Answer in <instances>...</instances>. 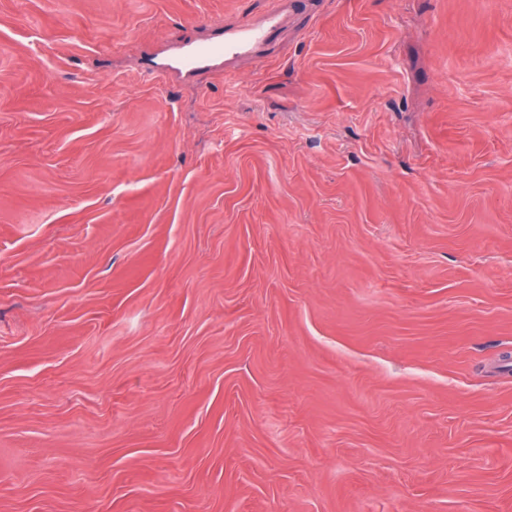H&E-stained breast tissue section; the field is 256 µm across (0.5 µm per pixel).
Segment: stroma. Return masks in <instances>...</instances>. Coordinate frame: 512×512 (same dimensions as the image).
<instances>
[{
  "instance_id": "obj_1",
  "label": "stroma",
  "mask_w": 512,
  "mask_h": 512,
  "mask_svg": "<svg viewBox=\"0 0 512 512\" xmlns=\"http://www.w3.org/2000/svg\"><path fill=\"white\" fill-rule=\"evenodd\" d=\"M508 357L512 0H0V512H512ZM263 32L250 25L240 26L232 33L220 35L206 46H195L185 50L173 63L190 71L202 70L210 66L218 56L229 52H246L260 39Z\"/></svg>"
}]
</instances>
